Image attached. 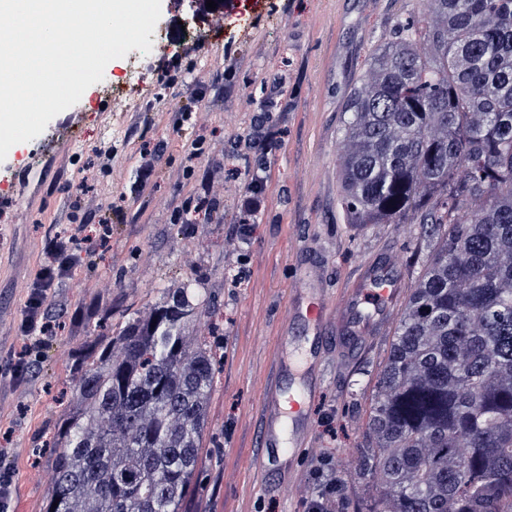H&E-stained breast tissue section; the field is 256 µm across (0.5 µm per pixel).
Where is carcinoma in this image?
I'll return each instance as SVG.
<instances>
[{
  "label": "carcinoma",
  "mask_w": 512,
  "mask_h": 512,
  "mask_svg": "<svg viewBox=\"0 0 512 512\" xmlns=\"http://www.w3.org/2000/svg\"><path fill=\"white\" fill-rule=\"evenodd\" d=\"M338 141L344 222L427 252L369 406L364 512H512V0H422L368 54ZM187 281L91 346L44 512H180L216 343ZM58 506H53V503Z\"/></svg>",
  "instance_id": "cac0c4a2"
}]
</instances>
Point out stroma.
<instances>
[{
	"label": "stroma",
	"mask_w": 512,
	"mask_h": 512,
	"mask_svg": "<svg viewBox=\"0 0 512 512\" xmlns=\"http://www.w3.org/2000/svg\"><path fill=\"white\" fill-rule=\"evenodd\" d=\"M230 0L222 23L195 15L191 0H161L164 27L150 53L112 60L102 82L56 115L35 139L14 145L0 162V470L13 476L8 512H43L52 482L33 451L51 441L72 384L73 362L96 337L97 322L117 334L148 313L163 289L193 281L204 302V332L220 340L221 362L210 400L217 445L181 512H303L284 472L305 490L326 466L343 486L332 512H357L374 498L358 476L367 410L393 341L373 338L347 365L326 363L309 404L316 445L292 463L260 458L259 405L267 351L280 340L308 351L315 331L289 321L290 287L303 275L313 296L329 299L363 263L395 257L403 277L419 236L415 224L355 230L339 206L337 140L343 102L365 69L372 42L419 0ZM122 89L113 105L104 86ZM266 113L274 145L259 164L246 143ZM204 141L193 161L185 150ZM162 145L154 187L137 193L140 147ZM99 159L90 206L72 200L90 159ZM266 196L264 210L240 233L239 200L248 182ZM209 192L216 211L174 223L188 198ZM112 238L92 250L94 270L78 269L48 300L57 319L35 374L11 363L27 338L18 325L46 242L70 229L88 238L113 200ZM247 276L233 283L238 269Z\"/></svg>",
	"instance_id": "1"
}]
</instances>
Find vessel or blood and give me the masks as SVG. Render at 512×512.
Masks as SVG:
<instances>
[{
	"label": "vessel or blood",
	"mask_w": 512,
	"mask_h": 512,
	"mask_svg": "<svg viewBox=\"0 0 512 512\" xmlns=\"http://www.w3.org/2000/svg\"><path fill=\"white\" fill-rule=\"evenodd\" d=\"M296 307L288 311L289 318L303 319L316 329L313 350L305 358H297L289 347H282L270 358L261 402V447L264 454L311 447L306 402L309 392L294 393L287 384L297 374H310L323 363V346L332 344L337 352H345L348 343L366 341L385 327L392 310L401 299L404 288L401 278L391 269L362 265L347 286L337 292L335 304H327L306 296L303 277L293 285Z\"/></svg>",
	"instance_id": "vessel-or-blood-1"
}]
</instances>
